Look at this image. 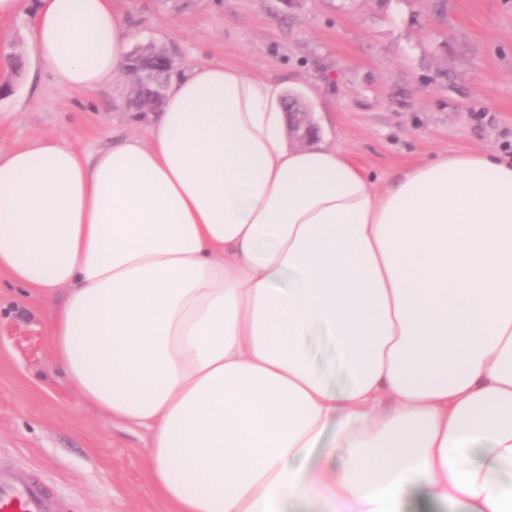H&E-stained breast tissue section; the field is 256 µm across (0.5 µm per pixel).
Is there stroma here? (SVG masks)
<instances>
[{
    "instance_id": "1",
    "label": "stroma",
    "mask_w": 512,
    "mask_h": 512,
    "mask_svg": "<svg viewBox=\"0 0 512 512\" xmlns=\"http://www.w3.org/2000/svg\"><path fill=\"white\" fill-rule=\"evenodd\" d=\"M133 45L211 58L316 92L321 138L374 177L453 151L512 154V0H120ZM121 75L92 92L28 61L0 95V149L37 139L94 153L143 130ZM48 302L0 274V463L32 467L72 512H171L151 436L87 404L50 351Z\"/></svg>"
}]
</instances>
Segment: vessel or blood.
<instances>
[{
    "instance_id": "1",
    "label": "vessel or blood",
    "mask_w": 512,
    "mask_h": 512,
    "mask_svg": "<svg viewBox=\"0 0 512 512\" xmlns=\"http://www.w3.org/2000/svg\"><path fill=\"white\" fill-rule=\"evenodd\" d=\"M33 470L0 465V512H69Z\"/></svg>"
}]
</instances>
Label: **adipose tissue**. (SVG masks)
<instances>
[{
    "mask_svg": "<svg viewBox=\"0 0 512 512\" xmlns=\"http://www.w3.org/2000/svg\"><path fill=\"white\" fill-rule=\"evenodd\" d=\"M130 41L116 0H38L28 50L92 91ZM286 87L201 61L145 136L0 150V271L66 288L53 360L150 431L175 512H400L414 491L512 512V161L445 154L380 181L340 145L289 143Z\"/></svg>",
    "mask_w": 512,
    "mask_h": 512,
    "instance_id": "1",
    "label": "adipose tissue"
}]
</instances>
